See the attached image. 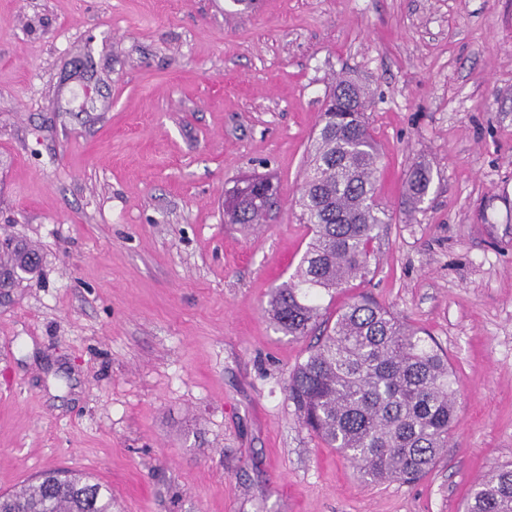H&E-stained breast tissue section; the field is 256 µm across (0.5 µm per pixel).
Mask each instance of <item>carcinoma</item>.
<instances>
[{
  "mask_svg": "<svg viewBox=\"0 0 512 512\" xmlns=\"http://www.w3.org/2000/svg\"><path fill=\"white\" fill-rule=\"evenodd\" d=\"M365 111L364 90L336 80L297 199L311 241L295 272L272 290L265 312L296 339L322 328L288 375V401L302 424L361 479L413 483L434 468L456 420L448 354L423 329L365 296L333 312L322 304L375 273L374 243L388 220L377 198L379 156ZM430 184V170L412 166L408 200L421 205ZM270 187L261 176L233 187L224 194V214L233 224L259 223L273 204ZM0 512H112V491L90 474L50 470L18 491L1 493ZM463 512H512V464L474 484Z\"/></svg>",
  "mask_w": 512,
  "mask_h": 512,
  "instance_id": "carcinoma-1",
  "label": "carcinoma"
}]
</instances>
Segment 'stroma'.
Masks as SVG:
<instances>
[{
	"label": "stroma",
	"mask_w": 512,
	"mask_h": 512,
	"mask_svg": "<svg viewBox=\"0 0 512 512\" xmlns=\"http://www.w3.org/2000/svg\"><path fill=\"white\" fill-rule=\"evenodd\" d=\"M368 92L390 216L352 292L457 380L420 481L371 483L285 387L269 292L326 94ZM432 173L419 209L414 164ZM272 175L261 229L224 192ZM0 493L92 474L112 512H457L512 464V0H0Z\"/></svg>",
	"instance_id": "stroma-1"
}]
</instances>
